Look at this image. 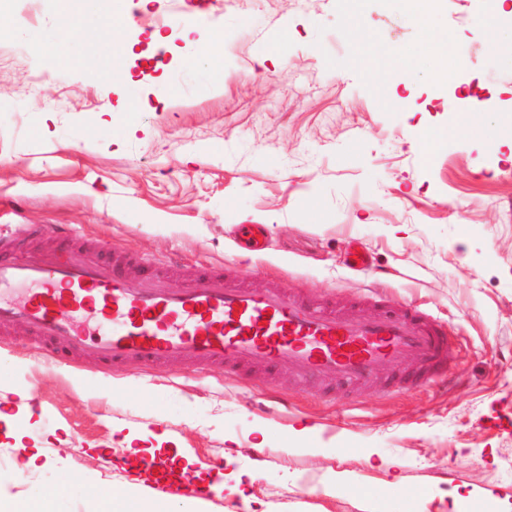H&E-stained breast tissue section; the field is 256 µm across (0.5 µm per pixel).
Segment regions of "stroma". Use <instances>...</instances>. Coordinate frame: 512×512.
Returning a JSON list of instances; mask_svg holds the SVG:
<instances>
[{
    "label": "stroma",
    "instance_id": "obj_1",
    "mask_svg": "<svg viewBox=\"0 0 512 512\" xmlns=\"http://www.w3.org/2000/svg\"><path fill=\"white\" fill-rule=\"evenodd\" d=\"M495 3L440 0L428 27L406 5L366 0L351 28L343 0H223L222 52L204 78L186 69L196 33L175 24L165 66L149 67L148 19L192 0H123L114 30L133 46L132 103L100 76L115 47L82 0L33 20L0 14V228L66 224L313 301L375 293L423 308L457 348L447 383L326 394L285 372L50 365L13 327L0 335V411L41 455L22 468L0 426V505L63 473L78 484L57 512H111L110 488L128 476L111 464L123 433L148 448L165 430L163 455L189 458L193 474L217 461L252 473L244 496L269 512H452L458 492L465 512H512V129L456 111L466 93L512 113V71L495 67L480 23ZM22 27L56 49L25 45ZM420 48L447 84L404 81ZM242 224L265 226L263 250L240 244ZM356 246L366 269L347 265ZM301 419L318 431L292 440ZM333 472L346 484L327 487Z\"/></svg>",
    "mask_w": 512,
    "mask_h": 512
}]
</instances>
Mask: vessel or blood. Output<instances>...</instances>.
<instances>
[{"label":"vessel or blood","instance_id":"obj_1","mask_svg":"<svg viewBox=\"0 0 512 512\" xmlns=\"http://www.w3.org/2000/svg\"><path fill=\"white\" fill-rule=\"evenodd\" d=\"M62 227L31 250L0 233V333L25 324L34 344L63 362L80 356L109 367L181 360L223 367L228 377L285 370L322 389L371 385L399 392L428 384L455 360L443 324L409 308L362 315L279 287L256 291L220 266L183 272ZM169 494L192 484L155 461Z\"/></svg>","mask_w":512,"mask_h":512}]
</instances>
